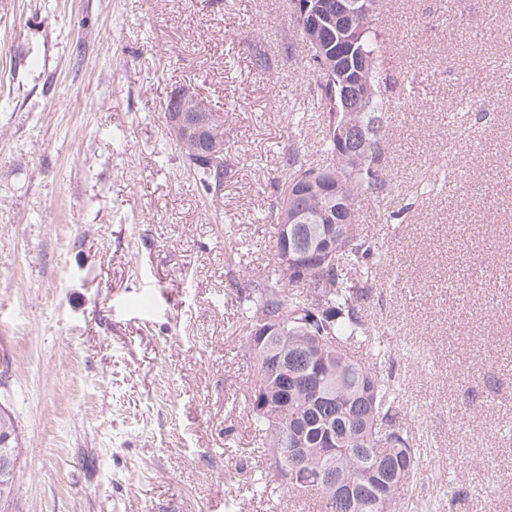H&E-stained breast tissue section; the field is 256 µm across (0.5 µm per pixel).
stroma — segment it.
<instances>
[{
    "label": "stroma",
    "instance_id": "35a3bbf8",
    "mask_svg": "<svg viewBox=\"0 0 512 512\" xmlns=\"http://www.w3.org/2000/svg\"><path fill=\"white\" fill-rule=\"evenodd\" d=\"M508 17L512 0H384L375 21L404 105L382 132L392 197L357 204L381 252L368 319L415 419L407 495L436 512H512ZM310 79L289 0H0L8 512H319L249 425L231 292L273 263L284 151L319 159ZM185 84L224 122L216 204L166 136ZM9 452L19 457L18 435L14 418L10 413L0 411V452Z\"/></svg>",
    "mask_w": 512,
    "mask_h": 512
}]
</instances>
